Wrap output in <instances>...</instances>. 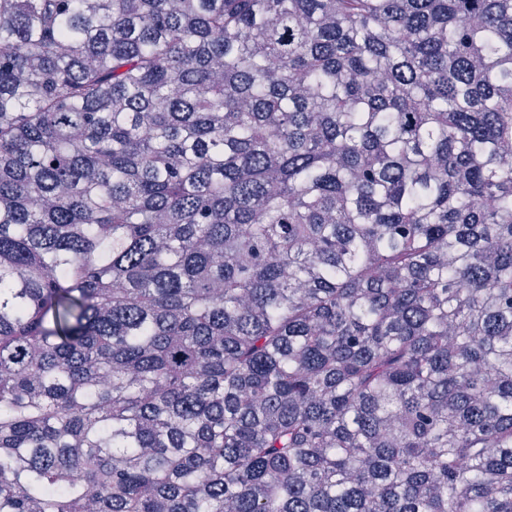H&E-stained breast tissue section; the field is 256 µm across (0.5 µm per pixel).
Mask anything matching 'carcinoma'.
<instances>
[{
  "label": "carcinoma",
  "mask_w": 512,
  "mask_h": 512,
  "mask_svg": "<svg viewBox=\"0 0 512 512\" xmlns=\"http://www.w3.org/2000/svg\"><path fill=\"white\" fill-rule=\"evenodd\" d=\"M512 0H0V512H512Z\"/></svg>",
  "instance_id": "obj_1"
}]
</instances>
